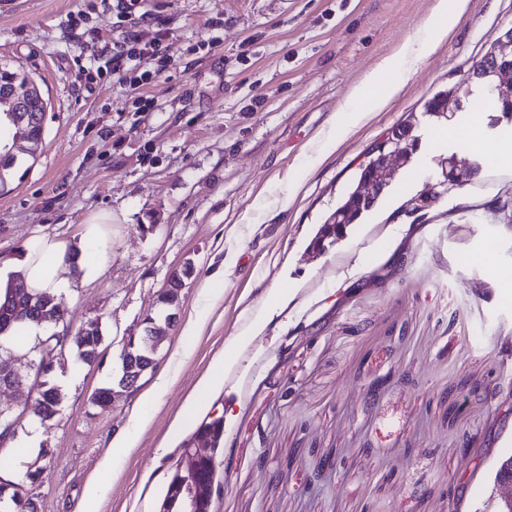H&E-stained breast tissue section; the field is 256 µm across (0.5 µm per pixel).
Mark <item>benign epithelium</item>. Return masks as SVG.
Here are the masks:
<instances>
[{"instance_id": "benign-epithelium-1", "label": "benign epithelium", "mask_w": 512, "mask_h": 512, "mask_svg": "<svg viewBox=\"0 0 512 512\" xmlns=\"http://www.w3.org/2000/svg\"><path fill=\"white\" fill-rule=\"evenodd\" d=\"M483 69L489 75L500 76V82L490 85V94L499 101L512 100V55L504 54L495 47L482 60ZM41 97L38 85L33 80L0 91V112L11 116L23 111L26 102ZM414 127L408 126L404 134L387 137L371 152L372 174L359 177L358 185L350 196V203L333 211L321 225L316 240L310 243V249L321 253L325 251V239L340 238L346 231L344 217L354 211L361 214L370 211L378 198L390 185L400 167L411 162L414 156ZM441 178L438 186L447 192L462 181L471 180L480 169V163L461 158L456 154L439 159ZM218 448L211 439L192 437L181 449L182 462L171 474V490L166 492L159 512H211L212 494L215 477H202L201 463L215 464ZM493 512H512V457L498 462L497 476L494 479Z\"/></svg>"}]
</instances>
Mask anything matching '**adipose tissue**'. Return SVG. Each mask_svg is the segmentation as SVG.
Listing matches in <instances>:
<instances>
[{
  "instance_id": "1",
  "label": "adipose tissue",
  "mask_w": 512,
  "mask_h": 512,
  "mask_svg": "<svg viewBox=\"0 0 512 512\" xmlns=\"http://www.w3.org/2000/svg\"><path fill=\"white\" fill-rule=\"evenodd\" d=\"M466 5L467 0H438L436 19L428 33L406 42L395 56L383 63V71L414 65L433 53L457 25ZM68 253L65 242L48 236L28 246L18 260L27 284L35 290L54 295L68 292L72 286L68 276L70 265L86 266L90 263L88 255L82 252L74 262H67Z\"/></svg>"
}]
</instances>
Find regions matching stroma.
Instances as JSON below:
<instances>
[{
  "mask_svg": "<svg viewBox=\"0 0 512 512\" xmlns=\"http://www.w3.org/2000/svg\"><path fill=\"white\" fill-rule=\"evenodd\" d=\"M148 4L168 19L171 61L138 62L152 74L139 93L157 109L135 112L128 82L84 79L118 39L116 0H0V63L23 69L48 103L35 158L0 193V275L16 274L15 259L45 235L89 253L100 271L71 268L66 336L90 322L103 335L93 365L54 358L61 402L46 423L34 413L40 354L11 350L19 382L0 387V411L15 434L42 439L24 452L0 447V481L37 512H159L183 444L220 417L212 512H489L496 463L512 455V155L482 163L428 211L404 205L439 179V157L478 158L444 129L512 144V122L481 111L486 94L467 80L512 26V0H468L433 54L391 73L401 91L389 106L327 155L337 109L357 106L366 76L424 33L437 0ZM78 11L87 21L69 29ZM451 86L461 89L452 119L425 112ZM408 122L413 163L342 241L309 257L360 163ZM98 211L113 220L86 240ZM180 270L167 326L161 295ZM287 294L258 328L261 309ZM151 318L163 324L153 368L135 392L93 406ZM218 358L221 384L188 409ZM163 372L169 387L148 399ZM130 427L133 447H113ZM107 456L112 469L99 472ZM93 480L101 491L90 502Z\"/></svg>",
  "mask_w": 512,
  "mask_h": 512,
  "instance_id": "1",
  "label": "stroma"
}]
</instances>
